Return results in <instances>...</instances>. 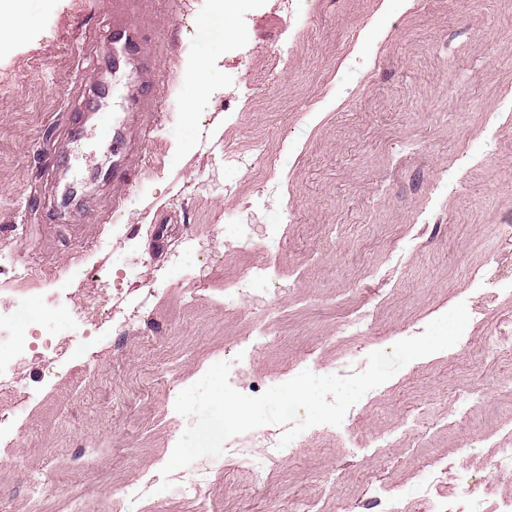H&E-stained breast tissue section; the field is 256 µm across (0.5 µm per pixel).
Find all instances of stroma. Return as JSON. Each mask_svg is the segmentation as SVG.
Segmentation results:
<instances>
[{"instance_id":"stroma-1","label":"stroma","mask_w":512,"mask_h":512,"mask_svg":"<svg viewBox=\"0 0 512 512\" xmlns=\"http://www.w3.org/2000/svg\"><path fill=\"white\" fill-rule=\"evenodd\" d=\"M233 9L235 35L206 51L204 0H139L135 22L171 106L140 141L146 76L126 66L124 134L148 166L125 186L112 181L119 158L93 111L112 109L93 101L111 79L108 0H26L18 34L0 47V253L34 268L22 284L0 270V302L22 285L37 313L55 288L78 298L104 277L114 289L88 316L103 338L82 357L94 375L75 384L49 380L39 360L25 367L35 405L14 456L0 455V512H35L32 474L76 512H109L133 483L148 491L126 512H179L161 488L189 423L176 398L255 324L276 330L248 365L263 392L303 365L327 371L347 358L365 369L371 352L420 335L461 302L473 313L455 346L407 363L333 431H310L267 480L226 472L206 506L383 512L396 498L401 512H466L464 489L488 477L512 419V353L486 341L512 330V295L502 292L512 275V0H234ZM292 39L299 51L271 72ZM200 81L188 123L182 104ZM228 134L240 148L260 136L270 149L225 168ZM265 168L282 179L277 195ZM224 183L242 195H222ZM243 206L246 248L227 222ZM286 206L296 221L273 250L266 226ZM191 236L199 272L188 288L169 258ZM118 245L137 269L113 260ZM268 262L280 268L272 284L220 302L225 282ZM155 290V308H133ZM115 306L130 309L127 330H113ZM470 390L488 403L468 409ZM448 460L443 497L405 499L408 484Z\"/></svg>"}]
</instances>
